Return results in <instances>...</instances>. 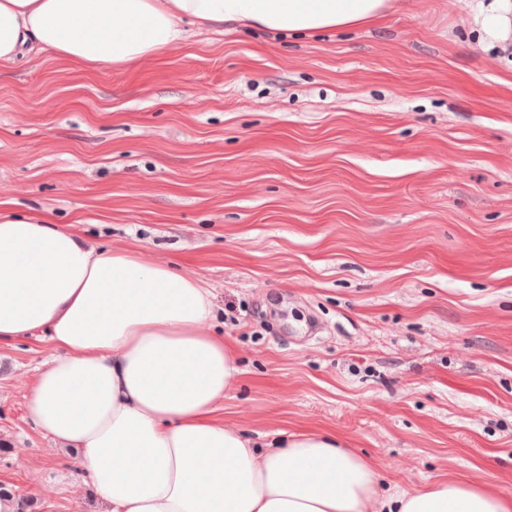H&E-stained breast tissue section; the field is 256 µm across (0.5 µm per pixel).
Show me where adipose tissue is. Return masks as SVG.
<instances>
[{
	"mask_svg": "<svg viewBox=\"0 0 512 512\" xmlns=\"http://www.w3.org/2000/svg\"><path fill=\"white\" fill-rule=\"evenodd\" d=\"M393 0H0V69L32 52L85 68L132 66L180 46L189 27L287 37L386 20ZM469 28L512 70V0H486ZM210 293L174 264L87 243L41 214L0 213V343L39 334L54 352L28 410L77 449L112 512H512L487 480L382 485L331 431L257 443L216 411L235 350L210 325Z\"/></svg>",
	"mask_w": 512,
	"mask_h": 512,
	"instance_id": "adipose-tissue-1",
	"label": "adipose tissue"
}]
</instances>
